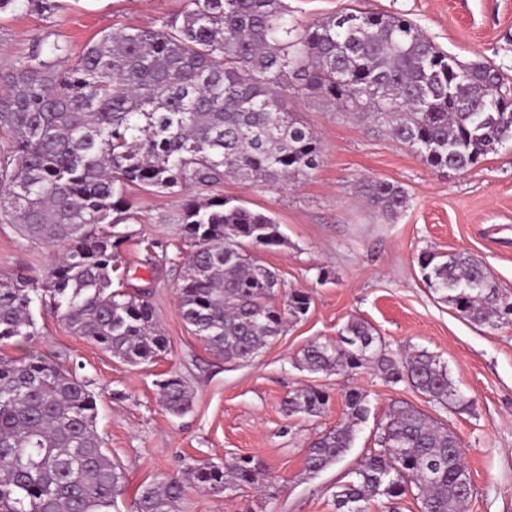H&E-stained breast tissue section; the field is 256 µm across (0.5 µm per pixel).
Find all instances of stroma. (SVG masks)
<instances>
[{
	"label": "stroma",
	"mask_w": 512,
	"mask_h": 512,
	"mask_svg": "<svg viewBox=\"0 0 512 512\" xmlns=\"http://www.w3.org/2000/svg\"><path fill=\"white\" fill-rule=\"evenodd\" d=\"M0 12V76L33 49L50 58L53 45L77 58L101 32L160 26L185 0H51ZM290 19L310 23L345 8L403 14L440 49L464 62L483 61L512 80V0H285ZM286 106L320 139L318 168L297 186L247 185L228 177L193 191L221 196L271 214L285 243L262 249L285 288L306 291L308 313L247 364L211 353L183 321L177 289L187 260L177 197L132 187L136 214L121 224L127 239L113 289L147 288L167 354L131 366L72 333L50 305L33 309L38 333L0 344L1 357L34 353L79 368L97 397V429L106 451L127 476L125 501L141 484L182 476L198 461L218 464L241 456L261 460L268 487L216 493L191 484L181 512H334L345 475L376 449L378 425L392 407L409 403L445 424L461 441L474 494L466 512H512V321L478 326L458 316L427 288L418 262L425 253L462 251L479 258L505 301L512 302V151L500 149L463 172L440 174L423 164L385 126L360 121L317 95L294 90ZM402 186L409 204L389 218L370 208L360 182ZM55 256L0 214V278L23 273L33 286ZM370 323L390 353L427 350L443 363L472 405L440 410L404 385L387 384L373 369L312 374L295 366L312 342L338 340L350 319ZM177 373L193 397L186 414L170 415L156 386ZM329 392L316 416H289L281 403L295 390ZM367 395L369 413L344 456L320 473L306 469L309 442L344 422L346 390Z\"/></svg>",
	"instance_id": "stroma-1"
}]
</instances>
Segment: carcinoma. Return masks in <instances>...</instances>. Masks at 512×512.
Masks as SVG:
<instances>
[{"instance_id":"obj_1","label":"carcinoma","mask_w":512,"mask_h":512,"mask_svg":"<svg viewBox=\"0 0 512 512\" xmlns=\"http://www.w3.org/2000/svg\"><path fill=\"white\" fill-rule=\"evenodd\" d=\"M35 50L6 77L0 132V210L31 240L57 248L41 287L24 276L0 280V342L36 331L32 307L54 312L131 366L168 349L150 292L112 290L130 216V185L181 198L179 223L192 247L178 288L184 322L214 354L249 362L304 317L308 293L290 289L274 302L278 274L250 250L284 243L275 219L222 197L186 198L193 186L225 177L248 184H286L320 163L317 137L288 112L283 92L318 93L338 107L388 125L392 137L435 170L461 172L512 143V91L481 62L464 64L432 43L409 18L350 10L303 24L288 19L284 0H187L182 16L159 28L119 27L70 60ZM370 206L397 216L404 188L364 184ZM426 285L460 317L496 326L506 306L489 269L467 252L419 258ZM312 374L372 368L442 409L465 399L447 367L427 350L399 361L371 325L352 319L340 341L313 342L297 359ZM165 409L189 411L192 397L177 373L158 382ZM330 394L309 387L288 395V415L316 416ZM347 422L309 445L306 468L338 461L366 418V395H344ZM97 399L77 372L38 355L0 358V512H119L125 472L106 455L97 433ZM379 448L349 473L335 494L336 512H365L388 498V512L410 491L420 512H463L474 486L458 437L407 404L379 423ZM267 474L252 456L230 464L188 467L203 489L237 491ZM179 477L141 485L135 512H180Z\"/></svg>"}]
</instances>
